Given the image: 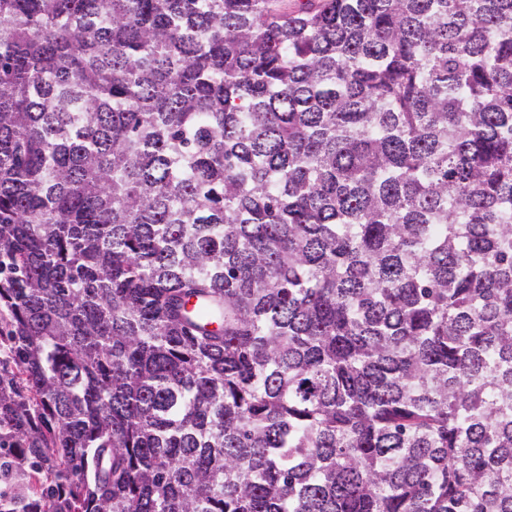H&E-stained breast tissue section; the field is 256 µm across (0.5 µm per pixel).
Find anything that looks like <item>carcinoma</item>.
<instances>
[{
    "label": "carcinoma",
    "mask_w": 512,
    "mask_h": 512,
    "mask_svg": "<svg viewBox=\"0 0 512 512\" xmlns=\"http://www.w3.org/2000/svg\"><path fill=\"white\" fill-rule=\"evenodd\" d=\"M0 512H512V0H0Z\"/></svg>",
    "instance_id": "carcinoma-1"
}]
</instances>
